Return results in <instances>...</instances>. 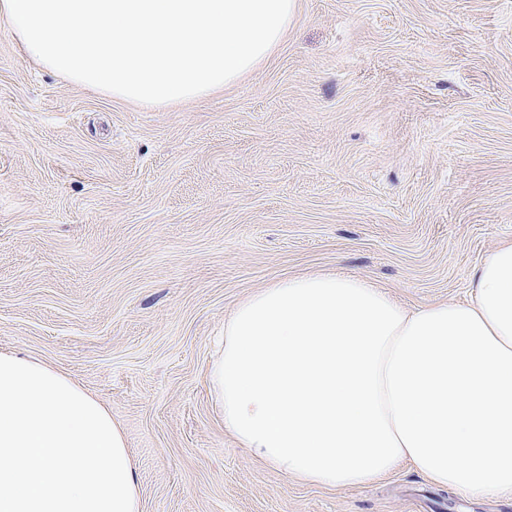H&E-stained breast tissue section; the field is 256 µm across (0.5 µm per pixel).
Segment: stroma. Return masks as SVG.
<instances>
[{
    "mask_svg": "<svg viewBox=\"0 0 512 512\" xmlns=\"http://www.w3.org/2000/svg\"><path fill=\"white\" fill-rule=\"evenodd\" d=\"M512 241V0H297L268 61L148 109L25 59L0 21V349L123 428L141 512H512L408 466L326 488L224 429L207 371L236 305L344 273L464 302Z\"/></svg>",
    "mask_w": 512,
    "mask_h": 512,
    "instance_id": "stroma-1",
    "label": "stroma"
}]
</instances>
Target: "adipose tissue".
Masks as SVG:
<instances>
[{"instance_id":"1","label":"adipose tissue","mask_w":512,"mask_h":512,"mask_svg":"<svg viewBox=\"0 0 512 512\" xmlns=\"http://www.w3.org/2000/svg\"><path fill=\"white\" fill-rule=\"evenodd\" d=\"M464 303L413 310L350 275L276 281L224 323L208 373L224 428L284 475L359 486L409 464L512 493V242ZM0 512H141L111 413L69 376L0 351Z\"/></svg>"}]
</instances>
